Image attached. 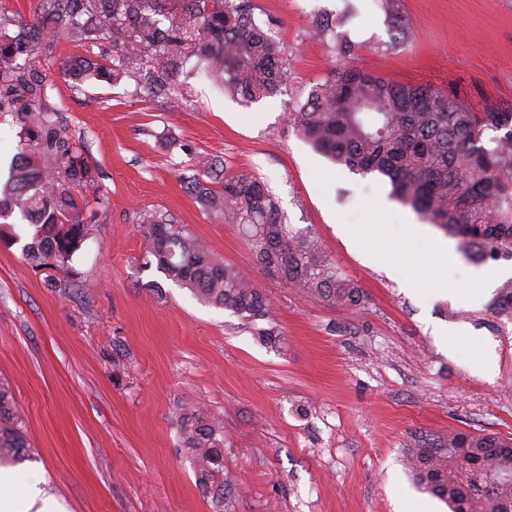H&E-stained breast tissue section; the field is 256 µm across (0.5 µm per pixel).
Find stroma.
<instances>
[{"label": "stroma", "mask_w": 512, "mask_h": 512, "mask_svg": "<svg viewBox=\"0 0 512 512\" xmlns=\"http://www.w3.org/2000/svg\"><path fill=\"white\" fill-rule=\"evenodd\" d=\"M397 39L379 0H258L285 47L288 79L272 98L247 103L197 73L183 109L164 110L119 84L76 90L58 60L42 65L51 101L101 172L105 202L75 266L82 285L52 287L22 255L33 229L0 227V382L25 421L27 461L10 466L14 512H35L27 489L56 512H398L405 500L447 505L417 488L405 463L414 435L455 431L512 439V320L493 314V289L465 294L475 263L447 240V265L402 249L418 216L389 200L386 183L336 166L287 121L337 64L324 16L364 44L358 63L398 84L460 88L471 100L512 108V0H402ZM218 155L230 174L268 184L293 228L310 231L364 292L332 307L259 264L232 224L207 216L184 187L181 151ZM388 200L383 216L371 206ZM159 210L190 227L225 265L268 297L280 334L268 343L230 311L200 303L142 264L140 214ZM394 236L377 259L353 235ZM448 278L447 296L432 288ZM155 289H147V282ZM439 325L464 329L454 350ZM486 346L484 373L473 360ZM200 409L224 423L223 504L196 483L178 416Z\"/></svg>", "instance_id": "stroma-1"}]
</instances>
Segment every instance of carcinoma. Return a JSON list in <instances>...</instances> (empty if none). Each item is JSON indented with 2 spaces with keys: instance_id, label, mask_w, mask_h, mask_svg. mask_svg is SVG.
<instances>
[{
  "instance_id": "cac0c4a2",
  "label": "carcinoma",
  "mask_w": 512,
  "mask_h": 512,
  "mask_svg": "<svg viewBox=\"0 0 512 512\" xmlns=\"http://www.w3.org/2000/svg\"><path fill=\"white\" fill-rule=\"evenodd\" d=\"M400 6L401 0H381L404 37ZM257 10L256 0H31L26 19L0 8V114L11 113L19 127V152L0 179V220L18 214L34 227L25 260L53 270L56 287L80 283L74 258L93 235L91 203L103 198L98 167L50 102L53 84L41 57L54 54L64 37L89 53L59 61L73 88L132 76L149 99L170 110L188 97L180 76L192 60L225 92L260 100L280 93L288 69L273 21L260 20ZM288 119L332 162L386 178L392 197L457 238L473 261L512 259V111L476 103L456 89L397 84L344 64ZM187 171L183 181L193 199L208 215L237 225L259 263L330 306L361 304L362 290L313 235L286 223L263 181L230 175L223 160L206 153L193 155ZM141 233L146 266L209 306L253 326L267 322L258 334L278 338L265 294L187 225L165 212H146ZM490 307L512 319V278L497 288ZM179 427L199 487L222 503L228 483L223 423L189 412ZM506 445L512 442L493 434L457 431L411 439L405 458L416 484L451 512H512V449L500 451ZM29 452L10 388L0 383V461H21ZM494 470L501 478L490 491L486 473Z\"/></svg>"
}]
</instances>
